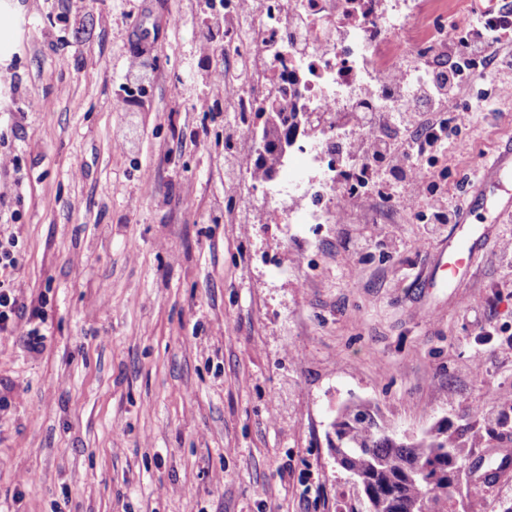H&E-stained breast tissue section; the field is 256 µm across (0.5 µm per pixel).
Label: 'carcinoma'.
<instances>
[{
	"label": "carcinoma",
	"mask_w": 512,
	"mask_h": 512,
	"mask_svg": "<svg viewBox=\"0 0 512 512\" xmlns=\"http://www.w3.org/2000/svg\"><path fill=\"white\" fill-rule=\"evenodd\" d=\"M264 146L252 164L259 182L273 180L293 144L297 113L281 103L260 106ZM341 467L365 481L368 512H448V497L465 474V449L484 444L486 432L470 427L453 434L440 426L420 437L399 439L383 430L361 404L345 406L338 415Z\"/></svg>",
	"instance_id": "cac0c4a2"
}]
</instances>
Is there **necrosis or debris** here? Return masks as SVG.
<instances>
[{
	"instance_id": "4bbe7bcc",
	"label": "necrosis or debris",
	"mask_w": 512,
	"mask_h": 512,
	"mask_svg": "<svg viewBox=\"0 0 512 512\" xmlns=\"http://www.w3.org/2000/svg\"><path fill=\"white\" fill-rule=\"evenodd\" d=\"M422 0H225L232 25L224 44V82L236 87L230 102L256 142L248 115L270 97H288L297 110L312 113L320 134L293 144L304 160L290 170L281 193L289 195L291 224H334L344 209L343 183L366 185L361 157L339 156L329 143L337 132L361 137L381 112H415L411 45L438 50L442 32L420 20ZM297 83L284 89L281 75ZM359 113L356 121L347 120Z\"/></svg>"
}]
</instances>
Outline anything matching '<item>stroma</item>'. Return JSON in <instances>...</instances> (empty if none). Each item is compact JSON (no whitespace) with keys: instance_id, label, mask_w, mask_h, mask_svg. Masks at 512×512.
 <instances>
[{"instance_id":"1","label":"stroma","mask_w":512,"mask_h":512,"mask_svg":"<svg viewBox=\"0 0 512 512\" xmlns=\"http://www.w3.org/2000/svg\"><path fill=\"white\" fill-rule=\"evenodd\" d=\"M473 25L470 0H424ZM212 0H0V150L22 183L12 272L38 315L0 339V512H365L328 443L372 405L387 432L499 429L468 449L458 508L512 501V220L452 287L430 259L477 162L512 142V70L462 79L459 126L422 157L373 168L376 207L285 224L228 173L256 151L228 110L203 112L196 48ZM154 72L128 92L134 43ZM125 97V111L113 101ZM423 167L431 193L406 176ZM152 192H144V183ZM250 211H242L244 194Z\"/></svg>"}]
</instances>
